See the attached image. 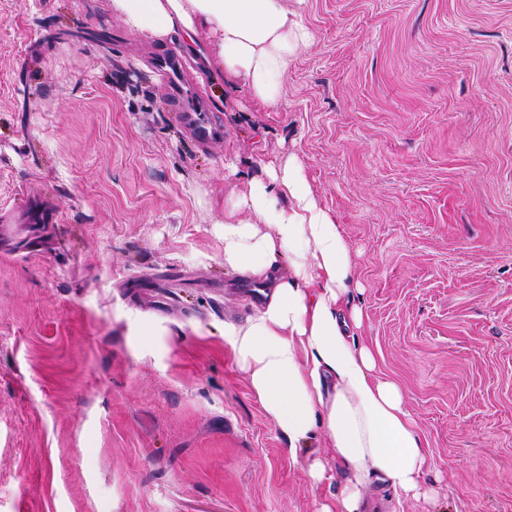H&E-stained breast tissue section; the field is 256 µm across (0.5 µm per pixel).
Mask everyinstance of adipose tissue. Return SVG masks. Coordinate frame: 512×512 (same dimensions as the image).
<instances>
[{
    "mask_svg": "<svg viewBox=\"0 0 512 512\" xmlns=\"http://www.w3.org/2000/svg\"><path fill=\"white\" fill-rule=\"evenodd\" d=\"M112 11L156 41L213 26L221 39L210 70L239 81L272 111L296 52L313 42L287 0H112ZM224 265L267 290L264 306L227 334L289 455L319 432L348 474L320 512H378L365 492L379 484L399 501L420 500L426 442L400 387L359 341L356 259L297 157L268 162L263 177L230 193Z\"/></svg>",
    "mask_w": 512,
    "mask_h": 512,
    "instance_id": "adipose-tissue-1",
    "label": "adipose tissue"
}]
</instances>
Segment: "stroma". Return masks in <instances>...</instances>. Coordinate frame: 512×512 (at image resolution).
Listing matches in <instances>:
<instances>
[{
  "label": "stroma",
  "instance_id": "1",
  "mask_svg": "<svg viewBox=\"0 0 512 512\" xmlns=\"http://www.w3.org/2000/svg\"><path fill=\"white\" fill-rule=\"evenodd\" d=\"M312 32L279 111L186 83L112 0H0V512H319L224 330V200L296 155L358 256L362 341L432 464L387 512H512V0H288ZM326 463L314 480L315 460ZM178 116L183 127L201 144L210 142L219 133L212 124L200 121L195 112H179Z\"/></svg>",
  "mask_w": 512,
  "mask_h": 512
}]
</instances>
